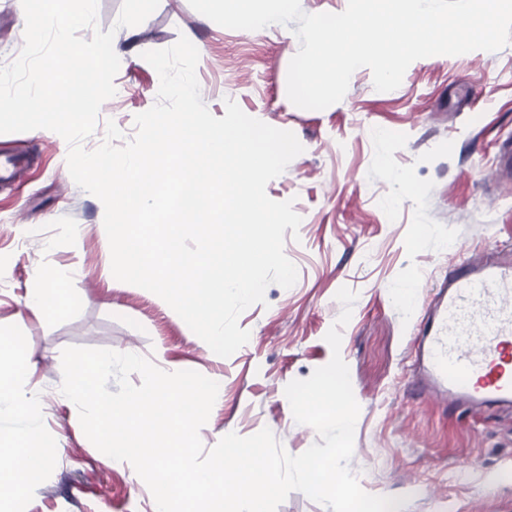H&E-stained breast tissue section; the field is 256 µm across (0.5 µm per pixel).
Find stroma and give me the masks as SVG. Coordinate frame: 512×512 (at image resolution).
I'll return each instance as SVG.
<instances>
[{"mask_svg": "<svg viewBox=\"0 0 512 512\" xmlns=\"http://www.w3.org/2000/svg\"><path fill=\"white\" fill-rule=\"evenodd\" d=\"M121 7L98 0L96 29L114 30L122 51L114 83L123 93L102 104L84 148L100 145L110 120L134 136L135 115L155 104L159 88L143 52L187 37L212 115L223 117L233 100L304 147L266 187L302 218L284 245L298 278L288 289L269 285L264 303L239 317L248 343L217 356L155 294L113 277L104 206L71 178L66 140L45 129L0 134V156L27 161L0 182V334L28 365L37 424L59 450L28 492L26 512L154 509L133 467L94 447L61 393V352L71 346L133 352L216 381L221 397L199 432L204 449L266 427L287 453L304 452L319 437L295 421L284 390L330 361L325 335L344 286L357 298L340 353L360 406L348 467L363 490L399 498L397 512H512V413L463 412L414 385V327L449 269L512 244V187L489 178L502 143L512 142V43L416 60L389 92L375 90L363 68L340 102L304 110L287 97L298 22L233 30L188 0H160L144 22L119 28ZM24 29L21 0H0V66L20 54ZM47 273L71 290L52 313L27 304ZM407 281L415 285L408 301L395 293Z\"/></svg>", "mask_w": 512, "mask_h": 512, "instance_id": "35a3bbf8", "label": "stroma"}]
</instances>
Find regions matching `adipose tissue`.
I'll return each instance as SVG.
<instances>
[{
  "label": "adipose tissue",
  "mask_w": 512,
  "mask_h": 512,
  "mask_svg": "<svg viewBox=\"0 0 512 512\" xmlns=\"http://www.w3.org/2000/svg\"><path fill=\"white\" fill-rule=\"evenodd\" d=\"M35 393L28 368L16 360L13 345L0 340V413L35 416ZM57 454L39 428L19 432L8 444L0 443V495L13 501L11 512H24L26 493L37 484Z\"/></svg>",
  "instance_id": "ef3b65f1"
}]
</instances>
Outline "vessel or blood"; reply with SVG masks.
Returning <instances> with one entry per match:
<instances>
[{
	"instance_id": "obj_1",
	"label": "vessel or blood",
	"mask_w": 512,
	"mask_h": 512,
	"mask_svg": "<svg viewBox=\"0 0 512 512\" xmlns=\"http://www.w3.org/2000/svg\"><path fill=\"white\" fill-rule=\"evenodd\" d=\"M417 380L455 407L512 409V249L449 271L421 322Z\"/></svg>"
}]
</instances>
